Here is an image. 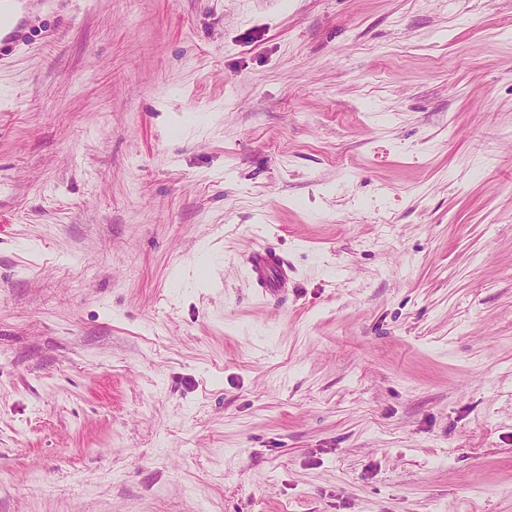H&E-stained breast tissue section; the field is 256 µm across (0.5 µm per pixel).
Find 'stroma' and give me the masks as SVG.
<instances>
[{
    "label": "stroma",
    "mask_w": 512,
    "mask_h": 512,
    "mask_svg": "<svg viewBox=\"0 0 512 512\" xmlns=\"http://www.w3.org/2000/svg\"><path fill=\"white\" fill-rule=\"evenodd\" d=\"M28 36L0 512H512V0H43ZM249 278L264 297L283 291L288 285V264L268 239L255 241L245 260Z\"/></svg>",
    "instance_id": "obj_1"
}]
</instances>
